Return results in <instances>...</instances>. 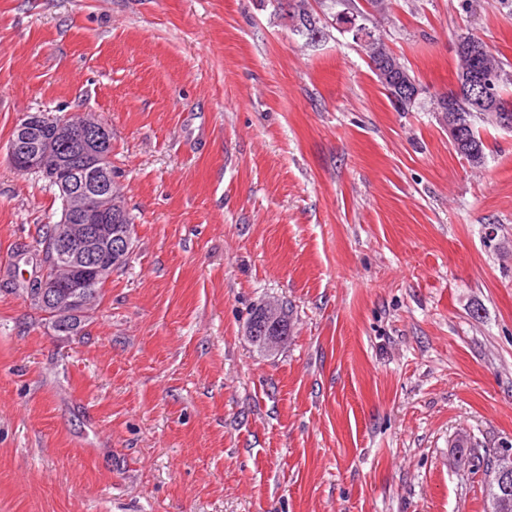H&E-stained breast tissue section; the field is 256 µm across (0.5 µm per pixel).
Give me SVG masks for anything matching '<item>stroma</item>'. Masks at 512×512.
<instances>
[{"label":"stroma","mask_w":512,"mask_h":512,"mask_svg":"<svg viewBox=\"0 0 512 512\" xmlns=\"http://www.w3.org/2000/svg\"><path fill=\"white\" fill-rule=\"evenodd\" d=\"M314 8L308 46L273 0H0V512H484L512 130L481 126L471 167ZM378 29L430 95L459 37L512 63V0H391ZM28 113L110 124L135 225L76 336L25 292L61 213L8 158ZM269 303L290 332L265 349Z\"/></svg>","instance_id":"obj_1"}]
</instances>
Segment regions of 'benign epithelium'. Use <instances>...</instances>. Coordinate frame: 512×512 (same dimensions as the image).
<instances>
[{"label":"benign epithelium","instance_id":"obj_1","mask_svg":"<svg viewBox=\"0 0 512 512\" xmlns=\"http://www.w3.org/2000/svg\"><path fill=\"white\" fill-rule=\"evenodd\" d=\"M8 148L12 166L58 188L62 215L48 244L53 273L28 283L47 314L81 318L95 304L88 288L108 279L133 252L132 224L112 223V129L95 114L57 123L23 116Z\"/></svg>","mask_w":512,"mask_h":512}]
</instances>
